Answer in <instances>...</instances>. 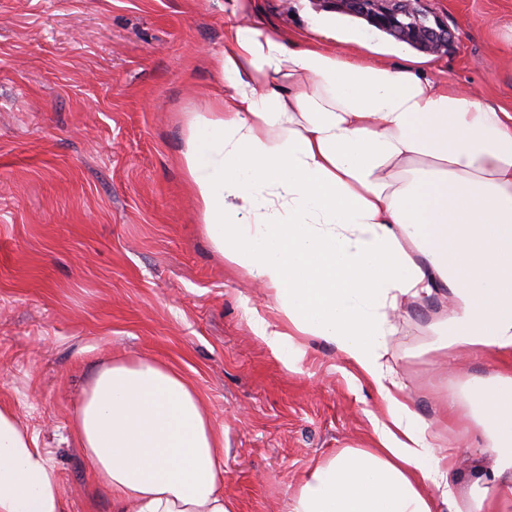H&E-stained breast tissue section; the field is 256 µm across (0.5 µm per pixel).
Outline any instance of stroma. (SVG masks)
<instances>
[{
    "instance_id": "stroma-1",
    "label": "stroma",
    "mask_w": 512,
    "mask_h": 512,
    "mask_svg": "<svg viewBox=\"0 0 512 512\" xmlns=\"http://www.w3.org/2000/svg\"><path fill=\"white\" fill-rule=\"evenodd\" d=\"M452 28L437 77L512 112V0H424ZM232 0H0V407L36 436L66 512H112L72 432L107 359L178 368L224 427L234 512H287L309 470L371 447L383 403L352 366L309 339L293 368L258 337L266 288L205 237L177 158L181 115L219 87ZM299 43L321 0H257ZM437 306L389 318V359L411 406L452 456L461 497L492 467L474 424L438 411L460 374L512 367L471 354L440 371Z\"/></svg>"
}]
</instances>
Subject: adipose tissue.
Segmentation results:
<instances>
[{
    "mask_svg": "<svg viewBox=\"0 0 512 512\" xmlns=\"http://www.w3.org/2000/svg\"><path fill=\"white\" fill-rule=\"evenodd\" d=\"M228 86L183 113L178 165L215 253L263 284L259 338L292 365L332 343L383 401L377 443L315 465L290 512H512V372L465 378L449 411L473 421L494 465L460 500L447 455L389 363V313L451 296L445 349L512 354V113L420 66L342 17L286 44L254 0H234ZM357 47L336 53L335 44ZM73 432L113 512H233L224 428L197 389L157 360L95 371ZM0 512H65L36 438L0 408Z\"/></svg>",
    "mask_w": 512,
    "mask_h": 512,
    "instance_id": "ef3b65f1",
    "label": "adipose tissue"
}]
</instances>
